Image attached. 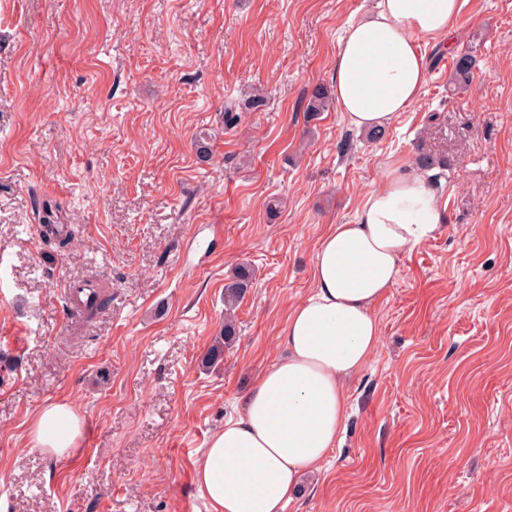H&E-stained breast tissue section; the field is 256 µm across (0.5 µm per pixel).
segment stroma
Listing matches in <instances>:
<instances>
[{"mask_svg":"<svg viewBox=\"0 0 512 512\" xmlns=\"http://www.w3.org/2000/svg\"><path fill=\"white\" fill-rule=\"evenodd\" d=\"M373 3L0 0V512H210L195 463L279 358L318 241L424 150L446 222L402 257L340 440L285 512H512V0H465L454 49L422 40L420 100L377 140L304 112ZM47 200L79 230L61 250ZM241 264L236 338L203 366ZM86 280L107 304L75 319ZM49 401L83 423L71 453L35 439ZM475 67V55L470 51H461L456 55L454 60V66L450 77L451 83L457 86V88L466 86Z\"/></svg>","mask_w":512,"mask_h":512,"instance_id":"35a3bbf8","label":"stroma"}]
</instances>
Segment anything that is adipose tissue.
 <instances>
[{
  "mask_svg": "<svg viewBox=\"0 0 512 512\" xmlns=\"http://www.w3.org/2000/svg\"><path fill=\"white\" fill-rule=\"evenodd\" d=\"M463 0H375L338 42L333 97L349 125L384 128L419 99L427 61L419 40L453 39ZM431 182L409 161L385 167L352 224H335L315 251L311 295L288 315L286 356L254 383L241 412L211 436L195 482L211 512H284L300 477L320 468L346 416L342 384L374 352L375 305L395 284L404 254L444 223ZM35 433L70 452L81 422L65 403H46Z\"/></svg>",
  "mask_w": 512,
  "mask_h": 512,
  "instance_id": "1",
  "label": "adipose tissue"
}]
</instances>
